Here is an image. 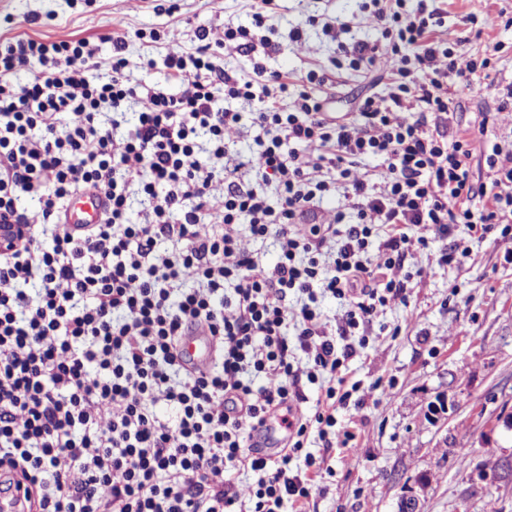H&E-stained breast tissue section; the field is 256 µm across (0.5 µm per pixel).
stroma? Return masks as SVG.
<instances>
[{
  "mask_svg": "<svg viewBox=\"0 0 512 512\" xmlns=\"http://www.w3.org/2000/svg\"><path fill=\"white\" fill-rule=\"evenodd\" d=\"M160 0H95L92 7L73 0H0V33L36 39L84 38L109 54L106 36L125 30L132 83L168 82L164 67L143 68L147 58L162 59L168 48L190 46L197 25L222 33L225 23H247L258 0H223L213 11L207 0H180L181 10L162 20L154 7ZM363 0H279L268 24L275 30L277 51L263 56L268 70L300 82L311 69H332L336 42L324 34L326 18L354 22L355 38L376 41L378 29L365 24ZM485 20L483 33L466 24L469 14ZM512 0H448L446 23L477 54L487 43L500 44L491 72L500 84L512 82ZM167 24L168 39L156 44L134 38L140 28ZM302 38H289L293 30ZM386 94L385 83L363 70L342 68L330 91L332 109L353 112L367 93ZM453 122L459 127L486 124V144L512 139V114L498 112L493 98H475L449 86ZM449 249L461 262L438 266L441 246L408 257L405 268L415 277L406 304L386 308L377 318L382 335H369L365 348L350 360L351 381L371 390L363 409L336 412L337 428L357 433L352 451L324 453L320 440L309 450L324 457L326 469L311 488L308 512H398L402 496L414 494L421 512H512V475L493 478L495 467L512 459V238L492 233L471 236L454 225ZM392 386L391 396L382 387Z\"/></svg>",
  "mask_w": 512,
  "mask_h": 512,
  "instance_id": "35a3bbf8",
  "label": "stroma"
}]
</instances>
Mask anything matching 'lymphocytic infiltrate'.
Segmentation results:
<instances>
[{"mask_svg":"<svg viewBox=\"0 0 512 512\" xmlns=\"http://www.w3.org/2000/svg\"><path fill=\"white\" fill-rule=\"evenodd\" d=\"M406 2L372 0L375 42L324 22L350 67L388 81V97L367 95L348 117L321 94L333 72L293 85L258 61L248 75L215 64L218 48H272L277 0L219 41L200 25L191 47L147 59L175 92L130 83L124 32L105 62L85 39H0V217L27 223V198L40 212L26 243L0 252L6 512H306L321 466L293 461L314 434L328 450L354 441L336 428L352 397L341 369L379 313L406 303L407 256L455 224L512 233V141L492 144L476 178V137L451 131L448 98L454 78L482 96L500 46L460 52L440 7ZM245 128L256 148L240 165ZM89 188L107 199L101 223L63 232ZM247 237L275 238L277 262L259 263ZM323 296L338 300L337 321ZM199 324L216 341L202 372L178 355ZM308 402L279 451L257 448L268 413ZM242 472L255 478L244 493Z\"/></svg>","mask_w":512,"mask_h":512,"instance_id":"f902f5d3","label":"lymphocytic infiltrate"}]
</instances>
